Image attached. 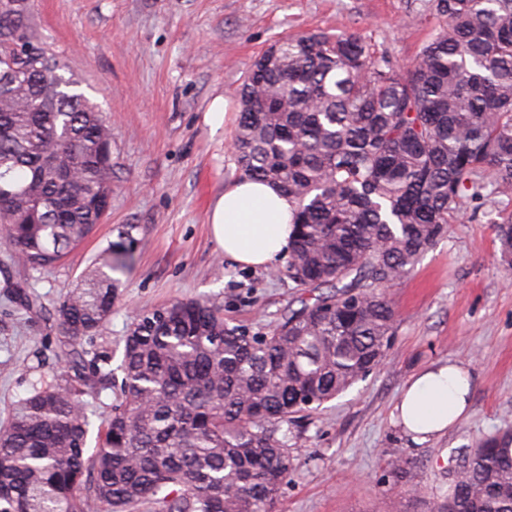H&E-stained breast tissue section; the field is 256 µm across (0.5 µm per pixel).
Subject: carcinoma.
<instances>
[{
  "instance_id": "carcinoma-1",
  "label": "carcinoma",
  "mask_w": 512,
  "mask_h": 512,
  "mask_svg": "<svg viewBox=\"0 0 512 512\" xmlns=\"http://www.w3.org/2000/svg\"><path fill=\"white\" fill-rule=\"evenodd\" d=\"M442 20L411 66L359 34L271 45L237 95L243 176L277 185L294 246L278 269L315 292L271 332L224 321L208 301L144 312L125 339L120 398L87 454L86 398L112 388L111 359L83 342L112 314L139 239L122 228L55 310L62 369L0 430V512H275L291 425L378 366L394 334L386 288L448 232L489 178L512 191V0H431ZM34 2L0 10V221L15 262L45 270L106 218L112 130L44 60ZM56 152L62 163L50 162ZM512 269V216L497 225ZM455 512H512V430L453 451Z\"/></svg>"
}]
</instances>
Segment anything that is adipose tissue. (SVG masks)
Returning <instances> with one entry per match:
<instances>
[{
  "label": "adipose tissue",
  "mask_w": 512,
  "mask_h": 512,
  "mask_svg": "<svg viewBox=\"0 0 512 512\" xmlns=\"http://www.w3.org/2000/svg\"><path fill=\"white\" fill-rule=\"evenodd\" d=\"M292 206L280 189L246 178L220 195L210 214L212 234L226 258L244 268H269L288 256ZM469 371L455 362L413 376L395 406V418L416 444L444 435L466 413Z\"/></svg>",
  "instance_id": "ef3b65f1"
}]
</instances>
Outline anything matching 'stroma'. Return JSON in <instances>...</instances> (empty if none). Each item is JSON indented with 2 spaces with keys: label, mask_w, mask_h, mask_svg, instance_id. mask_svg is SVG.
Masks as SVG:
<instances>
[{
  "label": "stroma",
  "mask_w": 512,
  "mask_h": 512,
  "mask_svg": "<svg viewBox=\"0 0 512 512\" xmlns=\"http://www.w3.org/2000/svg\"><path fill=\"white\" fill-rule=\"evenodd\" d=\"M34 8L66 75L112 128V208L47 271L22 268L0 241V426L34 381L60 368L52 313L118 227L138 225L141 241L102 330L112 367L146 310L211 301L229 324L265 332L308 298L272 270L229 262L213 239L211 207L241 172L237 113L214 128L204 120L208 106L218 96L236 102L254 59L281 38L356 32L407 64L440 24L427 0H34ZM510 214L512 192L487 185L484 199L465 201L447 235L388 288L397 321L385 358L295 428L276 512H427L447 492L451 451L512 427V272L497 261L495 239ZM19 284L39 296L42 314L15 298ZM447 360L472 374L469 414L413 444L393 407L413 375Z\"/></svg>",
  "instance_id": "35a3bbf8"
}]
</instances>
